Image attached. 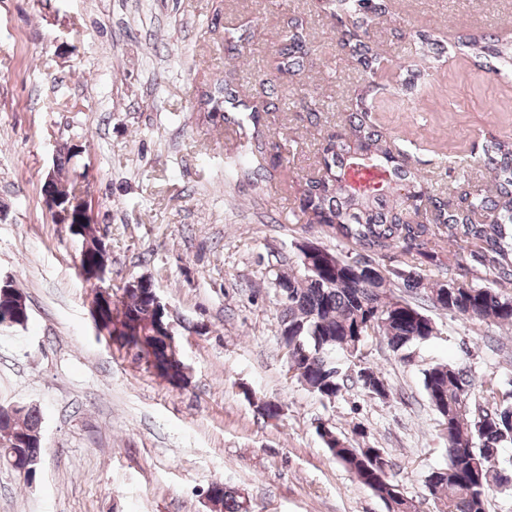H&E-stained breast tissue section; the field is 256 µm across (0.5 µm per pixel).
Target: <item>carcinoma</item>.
Instances as JSON below:
<instances>
[{
  "label": "carcinoma",
  "instance_id": "obj_1",
  "mask_svg": "<svg viewBox=\"0 0 512 512\" xmlns=\"http://www.w3.org/2000/svg\"><path fill=\"white\" fill-rule=\"evenodd\" d=\"M320 11L336 30L337 52L356 65L364 84L348 100V116L339 129L324 137L316 161L317 174L297 177L290 189L298 221L318 224L351 245L355 252L384 255L399 248L414 259L420 256L442 266L441 243L457 246L453 254L454 276L421 288L420 294L436 309L466 319L512 326V297L500 293L512 288V138H490L483 146V169L474 181L448 198L423 186L390 135L369 121L378 89L377 79L385 58L369 30L392 15L394 0H321ZM256 27L245 25L224 31L225 65L252 52ZM413 58L401 80V94L413 96L427 77L433 59L442 52L438 40L423 30H409ZM474 62L492 59V71L512 77V41L487 33L461 35ZM314 49L308 19L301 12L288 15L277 50L276 79L260 84L258 100L243 98L235 70L204 84L196 95L197 111L236 128L244 140V152L234 161L236 172L259 186L287 158L268 153L270 138L264 134L265 116L287 105L285 89L297 90L302 78L313 71ZM316 272L300 264L296 276L275 275L280 302L278 319L281 342L288 350V371L311 392L334 399L347 385L343 360L357 354L372 328L391 351L405 360L412 346L435 334L432 319L409 301L379 282L370 261L351 266L336 255L327 262L311 256ZM483 266L485 276L469 265ZM486 284L481 285L479 281ZM98 332L135 351L153 374L172 385L184 377L185 365L178 347L172 346L166 321L147 290L124 291L112 302V310L91 315ZM357 382L368 394L387 397L389 388L380 372L363 368ZM423 386L439 416L441 438L447 445L448 462L425 479L430 495L440 500L444 512H488L492 487L502 488L507 474L493 462L501 447L512 444V403L497 398V384L489 379L476 389L469 371L453 363H438L424 371ZM481 397H476V393ZM267 420L280 416L281 405L272 400L255 403ZM38 410L27 406L9 415L0 406V462L23 460L36 465L41 453ZM331 457L379 498L386 512H418L413 499L395 483L391 463L384 455L373 458L361 449L325 441ZM215 512H247L235 492L215 481L211 484Z\"/></svg>",
  "mask_w": 512,
  "mask_h": 512
}]
</instances>
